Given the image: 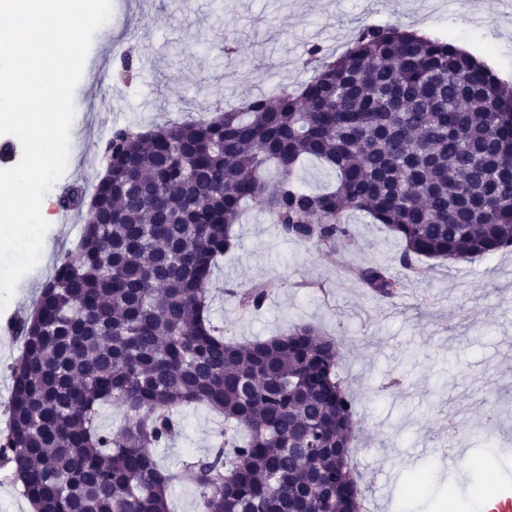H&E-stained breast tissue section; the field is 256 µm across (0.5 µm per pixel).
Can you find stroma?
<instances>
[{
	"mask_svg": "<svg viewBox=\"0 0 512 512\" xmlns=\"http://www.w3.org/2000/svg\"><path fill=\"white\" fill-rule=\"evenodd\" d=\"M460 13L448 0H124L94 34L74 90L63 175L50 196L105 173L103 148L114 128L184 122L251 97L296 89L310 77L312 46L341 54L362 24L426 27L476 56L512 85V0H473ZM115 103L103 112V95ZM83 225L53 219L37 264L18 282L0 323L32 309L56 263ZM351 244L325 252L283 237L261 208L246 212L237 246L218 258L210 318L226 338H267L306 322L340 344L337 373L350 385L356 431L352 466L366 512H433L453 494L464 512H481L487 490L512 486V250L456 262L424 261V277L403 269L399 239L366 216L350 220ZM381 264L402 286L373 294L345 267ZM263 286L259 311L239 307L233 289ZM403 385L385 389L388 377ZM495 409L491 438L474 432ZM224 438V419L187 409L173 445L154 449L176 475L171 512H197V491L184 468ZM482 460V474L470 463Z\"/></svg>",
	"mask_w": 512,
	"mask_h": 512,
	"instance_id": "obj_1",
	"label": "stroma"
}]
</instances>
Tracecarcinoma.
<instances>
[{
    "label": "carcinoma",
    "mask_w": 512,
    "mask_h": 512,
    "mask_svg": "<svg viewBox=\"0 0 512 512\" xmlns=\"http://www.w3.org/2000/svg\"><path fill=\"white\" fill-rule=\"evenodd\" d=\"M299 90L206 120L112 130L106 174L59 209L84 214L74 249L16 320L0 464L36 512H169L174 475L149 452L201 406L233 434L185 464L199 512H360L356 421L339 345L310 323L224 338L210 319L217 259L258 203L289 240L332 252L364 214L403 243L402 267L512 248V87L473 55L398 24L359 27L338 56L318 47ZM319 161L321 191L293 177ZM274 168L278 178L266 173ZM382 298L401 282L370 265ZM258 310L259 287L234 292ZM118 406L107 431L100 409Z\"/></svg>",
    "instance_id": "obj_1"
}]
</instances>
